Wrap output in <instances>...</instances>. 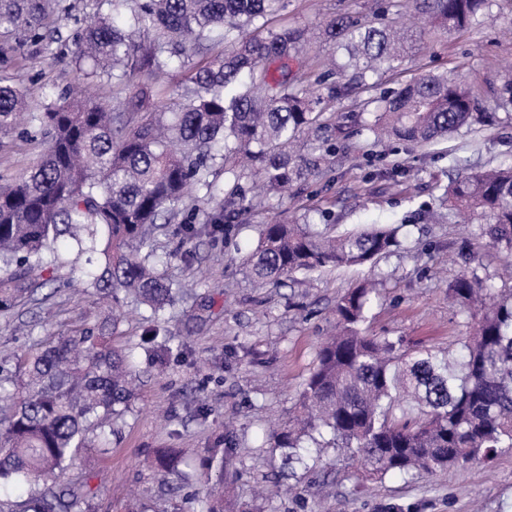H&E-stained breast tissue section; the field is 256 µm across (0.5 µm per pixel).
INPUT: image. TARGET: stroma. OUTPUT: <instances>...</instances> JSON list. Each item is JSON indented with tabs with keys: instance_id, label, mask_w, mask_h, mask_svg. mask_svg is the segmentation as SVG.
Listing matches in <instances>:
<instances>
[{
	"instance_id": "obj_1",
	"label": "stroma",
	"mask_w": 512,
	"mask_h": 512,
	"mask_svg": "<svg viewBox=\"0 0 512 512\" xmlns=\"http://www.w3.org/2000/svg\"><path fill=\"white\" fill-rule=\"evenodd\" d=\"M51 40L13 53L8 72L30 105L74 88L73 39L93 13L89 0H70ZM390 0H285L277 24L302 27L307 55L325 60L323 30L336 15L365 16ZM486 22L443 32L418 24L416 48L377 85L328 102L345 135L331 168L274 196L250 194L255 209L241 216L229 241L199 234L183 241L168 230L158 254H171L170 277L183 290L167 310L183 354L158 356L144 334L146 308L128 307L110 342L133 352L137 396L119 422L110 453L82 449L70 484H89L82 512H203L208 483L224 480V512H512V449L459 470L411 477L368 475L337 449H312L306 466L288 464L272 428L287 425L337 299L367 279L380 283L365 328L439 347L467 336L463 313L448 304V285L461 275L489 276L512 289V263L484 227L449 214L444 189L480 168L512 165V117L473 124L447 139L417 145L375 143L353 118L384 90L412 78L454 72L473 88L482 111L497 109L512 74V0H491ZM44 139L15 130L0 134V184L18 180L42 156ZM334 224L337 231L383 225L399 242L375 263L325 268L281 284L251 281L243 266L267 222ZM190 258H183V251ZM76 272L62 269L12 310L0 313V365L84 327L101 324L111 299L77 294ZM180 450L193 484L161 479L149 466L156 450Z\"/></svg>"
}]
</instances>
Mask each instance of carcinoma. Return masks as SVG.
<instances>
[{
    "label": "carcinoma",
    "mask_w": 512,
    "mask_h": 512,
    "mask_svg": "<svg viewBox=\"0 0 512 512\" xmlns=\"http://www.w3.org/2000/svg\"><path fill=\"white\" fill-rule=\"evenodd\" d=\"M96 2V21L77 33L71 59L87 95L32 109L0 75V131L21 125L47 143L36 166L0 187V310L32 293L37 272L82 258L86 291L112 295V330L130 300L150 310L146 333L160 351L181 354L177 337L161 334L173 287L153 247L155 230L188 208L224 239L253 208L244 179L257 176L276 193L321 173L336 150L323 139L336 115L326 114L315 86L338 70L366 85L403 62L412 36L377 17H334L325 33L346 61L338 65L331 54L311 81L304 31L272 26L284 0ZM488 4L419 0L418 7L435 26L463 31L484 22ZM65 10L60 0H0V44L44 42ZM216 31L224 53L211 57ZM195 57L179 101L150 104L153 80ZM136 76L143 83L125 101V119L93 93L102 82L119 86ZM375 103L363 129L378 142L427 143L494 120L454 74L419 76ZM446 196L449 209L486 224L492 245L512 255V166L462 175ZM396 244L395 230L376 225L338 233L332 224H266L243 264L263 283L363 265ZM377 297L367 283L337 299L339 332L319 346L299 410L273 433L275 445L303 464V444L320 448L328 434L327 444L377 475L432 474L512 448V289L475 272L448 284L471 328L453 351L364 334ZM131 358L90 331L18 358V376L0 384V486L26 487L17 512H80L86 491L58 487L89 442L109 450L113 425L135 394ZM152 465L164 479L179 475L171 451Z\"/></svg>",
    "instance_id": "obj_1"
}]
</instances>
